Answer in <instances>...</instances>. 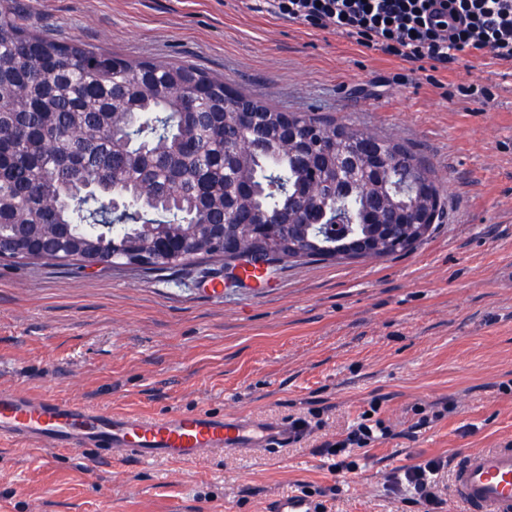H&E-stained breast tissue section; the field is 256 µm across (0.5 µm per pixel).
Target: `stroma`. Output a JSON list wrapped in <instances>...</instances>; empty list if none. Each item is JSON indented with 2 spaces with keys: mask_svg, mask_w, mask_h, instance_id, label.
Here are the masks:
<instances>
[{
  "mask_svg": "<svg viewBox=\"0 0 512 512\" xmlns=\"http://www.w3.org/2000/svg\"><path fill=\"white\" fill-rule=\"evenodd\" d=\"M258 0H13L23 24L133 59L182 62L285 112L353 122L416 148L443 186L426 242L380 260L291 263L266 288L205 293L219 263L139 271L0 260V387L155 417L178 409L308 429L281 448L103 464L0 441V512H423L390 473L512 446V64L439 75ZM477 83L492 97L444 86ZM389 433L353 474L322 450L365 412ZM340 485L338 495L328 489Z\"/></svg>",
  "mask_w": 512,
  "mask_h": 512,
  "instance_id": "1",
  "label": "stroma"
}]
</instances>
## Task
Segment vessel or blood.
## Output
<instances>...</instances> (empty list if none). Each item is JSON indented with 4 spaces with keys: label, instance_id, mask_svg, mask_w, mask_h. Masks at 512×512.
I'll list each match as a JSON object with an SVG mask.
<instances>
[{
    "label": "vessel or blood",
    "instance_id": "vessel-or-blood-1",
    "mask_svg": "<svg viewBox=\"0 0 512 512\" xmlns=\"http://www.w3.org/2000/svg\"><path fill=\"white\" fill-rule=\"evenodd\" d=\"M291 437L240 416L176 411L145 418L0 389L1 441L90 452L101 460L117 451L136 462H188L206 449L279 448ZM452 473L453 494L467 512H512V448L466 454Z\"/></svg>",
    "mask_w": 512,
    "mask_h": 512
}]
</instances>
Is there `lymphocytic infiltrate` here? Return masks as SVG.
Listing matches in <instances>:
<instances>
[{"instance_id": "f902f5d3", "label": "lymphocytic infiltrate", "mask_w": 512, "mask_h": 512, "mask_svg": "<svg viewBox=\"0 0 512 512\" xmlns=\"http://www.w3.org/2000/svg\"><path fill=\"white\" fill-rule=\"evenodd\" d=\"M263 0L276 18L330 29L357 45L395 57L420 71H438L477 52L512 63V0ZM448 463L431 459L397 469L390 478L423 512H443L437 488Z\"/></svg>"}]
</instances>
